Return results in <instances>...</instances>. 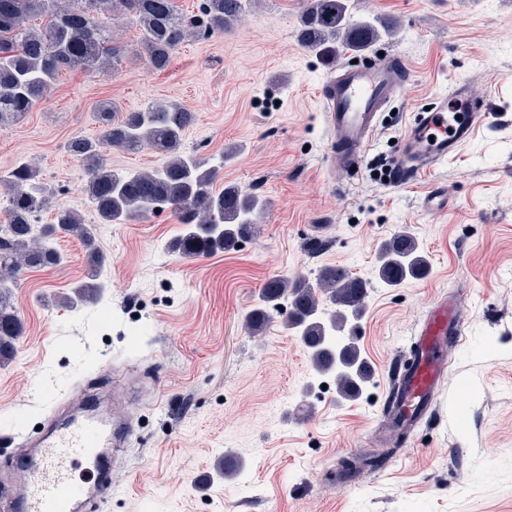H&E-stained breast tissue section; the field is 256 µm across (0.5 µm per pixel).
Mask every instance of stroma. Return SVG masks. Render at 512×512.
Returning a JSON list of instances; mask_svg holds the SVG:
<instances>
[{
  "instance_id": "stroma-1",
  "label": "stroma",
  "mask_w": 512,
  "mask_h": 512,
  "mask_svg": "<svg viewBox=\"0 0 512 512\" xmlns=\"http://www.w3.org/2000/svg\"><path fill=\"white\" fill-rule=\"evenodd\" d=\"M254 2L228 32L189 38L162 72L138 56L140 29L116 10L106 24L123 51L118 72L64 70L0 129V172L30 163L56 189L43 224L62 207L94 221L66 143L97 136L105 100L122 112H194L185 151L228 153L220 184L267 203L254 237L199 258L170 250L183 227L166 211L96 224L108 262L94 304H64L88 268L80 243L59 239L62 264L27 271L12 290L25 334L0 363V463L19 453L16 431L35 433L77 393L99 391L132 432L120 450L122 493L98 512H512V0H350L354 19L396 22L374 49L406 67L357 177L323 163L319 98L353 52L301 45L307 0ZM459 80L490 110L472 142L411 179H375L414 112ZM433 191L447 208H424ZM401 231L429 270L389 287L376 274L378 248ZM327 266L366 282L357 334L372 379L352 401L280 322L258 337L245 328L270 280L313 282ZM449 292L466 335L448 351L435 414L382 467L341 484L339 459L385 450L378 419L396 362ZM227 453L241 463L230 478L216 466Z\"/></svg>"
}]
</instances>
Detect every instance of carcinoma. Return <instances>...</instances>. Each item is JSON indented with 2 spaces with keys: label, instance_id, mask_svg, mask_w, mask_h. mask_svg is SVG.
Returning <instances> with one entry per match:
<instances>
[{
  "label": "carcinoma",
  "instance_id": "cac0c4a2",
  "mask_svg": "<svg viewBox=\"0 0 512 512\" xmlns=\"http://www.w3.org/2000/svg\"><path fill=\"white\" fill-rule=\"evenodd\" d=\"M252 0H202L199 21L184 16L176 0H70L64 12L55 0H0V126L30 112L52 88L63 69L97 73L117 71L121 49L113 45L104 18L122 5L140 27V44L149 67L167 69L174 53L195 35L222 34L246 12ZM44 25L33 28L29 20ZM299 35L310 50L339 43L359 53L384 35L395 32L390 21H354L349 0H310L302 14ZM98 135H75L66 149L81 165L83 191L100 224H124L168 210L184 233L172 244L185 257H204L235 247L254 232L256 216L266 208L258 195L237 186H216L224 155L218 162L182 150L194 113L178 105L149 106L118 115L110 101L98 105ZM165 156L151 171L112 170L106 149L136 153L143 148ZM6 196V223L0 225V362L9 360L25 334L12 301L11 288L28 269L53 268L63 262L54 241L74 238L85 250L87 281L76 286L64 304L94 302L101 288L99 270L106 255L97 243L94 224L72 207L55 212L50 224L38 223L50 187L40 182L38 171L18 163L0 174ZM378 278L398 286L425 275L429 261L417 240L400 232L381 243ZM365 283L345 268L327 266L316 283L303 277H279L263 288L260 304L246 315L245 328L262 334L272 319L294 333L308 350L312 368L334 375L337 391L345 400L356 398L369 378V368L354 338L339 334L354 328L364 297ZM381 465L379 458H343L339 471L358 472Z\"/></svg>",
  "mask_w": 512,
  "mask_h": 512
}]
</instances>
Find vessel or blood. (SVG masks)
<instances>
[{
    "instance_id": "vessel-or-blood-1",
    "label": "vessel or blood",
    "mask_w": 512,
    "mask_h": 512,
    "mask_svg": "<svg viewBox=\"0 0 512 512\" xmlns=\"http://www.w3.org/2000/svg\"><path fill=\"white\" fill-rule=\"evenodd\" d=\"M403 75L392 63L378 58L346 64L322 86L320 99L330 133L328 166L359 174L389 102L398 95ZM463 115L456 123L448 116ZM488 117L487 104L472 98L465 83H456L448 96L420 109L400 138L395 159L398 174L426 172L459 154ZM465 334L456 300L436 301L417 328L410 346L416 351L412 370L404 378L393 409L411 430L437 406L438 387L447 375L448 339ZM128 431L119 416L102 413L97 402L59 426L33 438L22 435L26 448L0 467L7 492L0 512H93L118 491L112 476L121 464L115 455ZM88 472L85 480L76 471Z\"/></svg>"
}]
</instances>
